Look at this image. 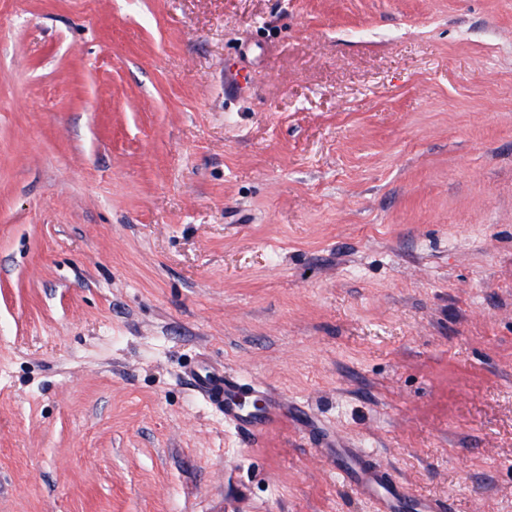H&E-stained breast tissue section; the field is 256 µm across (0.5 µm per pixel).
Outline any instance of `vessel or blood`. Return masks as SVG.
<instances>
[{
	"instance_id": "obj_1",
	"label": "vessel or blood",
	"mask_w": 512,
	"mask_h": 512,
	"mask_svg": "<svg viewBox=\"0 0 512 512\" xmlns=\"http://www.w3.org/2000/svg\"><path fill=\"white\" fill-rule=\"evenodd\" d=\"M203 395L224 408V417L236 428L249 432L258 431L277 418L283 403L275 396L268 397L262 414L248 412L239 401L242 386L235 379L211 371L203 372L198 380ZM336 472L344 480L355 485L368 497L378 501L377 512H443L442 505L434 501L408 503L401 490L387 486L381 470L362 463L359 456L347 448L345 441L336 443Z\"/></svg>"
}]
</instances>
